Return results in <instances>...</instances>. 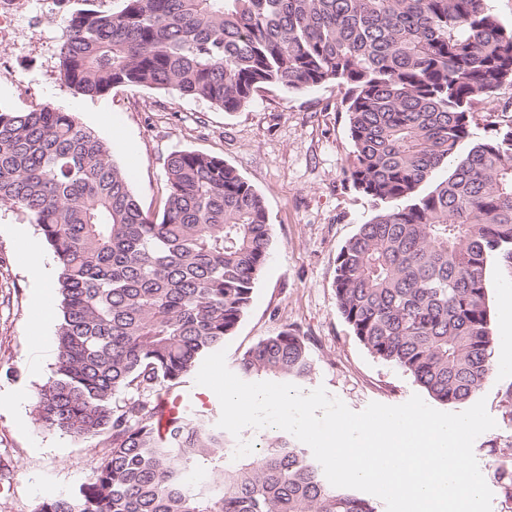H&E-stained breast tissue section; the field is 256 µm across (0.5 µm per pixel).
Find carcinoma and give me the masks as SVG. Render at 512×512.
<instances>
[{
    "label": "carcinoma",
    "instance_id": "carcinoma-1",
    "mask_svg": "<svg viewBox=\"0 0 512 512\" xmlns=\"http://www.w3.org/2000/svg\"><path fill=\"white\" fill-rule=\"evenodd\" d=\"M76 2L57 60L83 96L172 89L236 112L267 87L344 86L346 178L386 208L336 256V310L434 401L481 391L494 344L485 271L512 261V123L472 139L475 107L512 84V27L486 0ZM164 167L152 217L73 113L0 107V205L38 228L59 265L57 357L37 421L109 448L74 495L37 512H375L286 434L235 460L237 439L207 414L157 433L151 395L235 334L272 243L262 196L223 158L177 150ZM313 365L286 328L236 371L286 383ZM193 472L208 479L190 484Z\"/></svg>",
    "mask_w": 512,
    "mask_h": 512
}]
</instances>
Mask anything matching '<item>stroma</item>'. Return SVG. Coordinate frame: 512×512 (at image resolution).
<instances>
[{
	"label": "stroma",
	"mask_w": 512,
	"mask_h": 512,
	"mask_svg": "<svg viewBox=\"0 0 512 512\" xmlns=\"http://www.w3.org/2000/svg\"><path fill=\"white\" fill-rule=\"evenodd\" d=\"M66 12L46 0L13 69L0 71V106L26 112L51 104L74 113L96 131L126 171L143 208L160 213L166 193L165 159L173 151L216 155L235 167L262 195L272 229L270 255L256 282L252 304L224 344L234 366L260 340L292 328L304 336L314 359L302 391L325 387L350 410L369 403L399 405L422 389L393 364L374 357L336 310L335 259L361 224L376 213L372 199L345 181L352 144L342 106L344 87L258 92L227 113L175 91L117 87L106 95L76 94L61 79L56 49ZM512 121V85L479 105L474 138ZM36 235L22 214L0 207V512H36L42 488L68 496L91 475L106 452L99 439H78L36 421L35 396L52 376L57 324L32 332L34 284L20 258L19 233ZM494 355L512 350L504 327L512 322V264L494 259L486 268ZM512 367H493L480 392L495 428L473 451L493 493L491 512H512L494 476L493 461L512 462V409L502 402ZM24 402H15V395Z\"/></svg>",
	"instance_id": "35a3bbf8"
}]
</instances>
